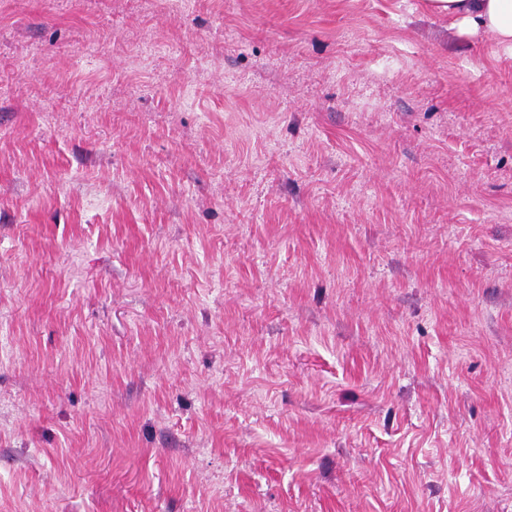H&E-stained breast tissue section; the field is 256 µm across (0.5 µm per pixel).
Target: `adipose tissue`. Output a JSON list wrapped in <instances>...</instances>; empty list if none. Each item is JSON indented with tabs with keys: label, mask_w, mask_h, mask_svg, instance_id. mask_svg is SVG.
Here are the masks:
<instances>
[{
	"label": "adipose tissue",
	"mask_w": 512,
	"mask_h": 512,
	"mask_svg": "<svg viewBox=\"0 0 512 512\" xmlns=\"http://www.w3.org/2000/svg\"><path fill=\"white\" fill-rule=\"evenodd\" d=\"M449 25L464 23L469 34H490L512 48V0H430Z\"/></svg>",
	"instance_id": "1"
}]
</instances>
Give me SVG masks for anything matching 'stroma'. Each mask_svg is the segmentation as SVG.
I'll use <instances>...</instances> for the list:
<instances>
[{
  "mask_svg": "<svg viewBox=\"0 0 512 512\" xmlns=\"http://www.w3.org/2000/svg\"><path fill=\"white\" fill-rule=\"evenodd\" d=\"M0 512H512V52L0 0Z\"/></svg>",
  "mask_w": 512,
  "mask_h": 512,
  "instance_id": "obj_1",
  "label": "stroma"
}]
</instances>
